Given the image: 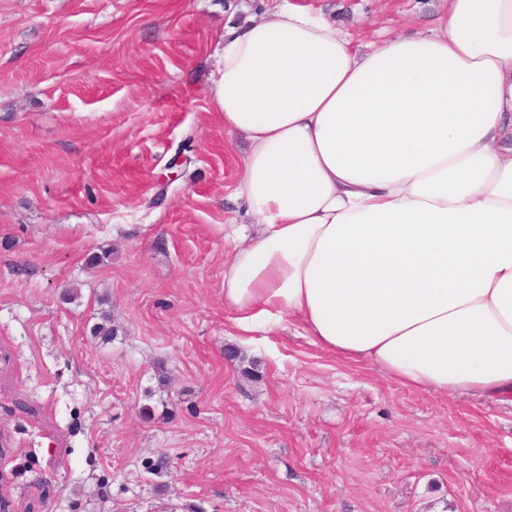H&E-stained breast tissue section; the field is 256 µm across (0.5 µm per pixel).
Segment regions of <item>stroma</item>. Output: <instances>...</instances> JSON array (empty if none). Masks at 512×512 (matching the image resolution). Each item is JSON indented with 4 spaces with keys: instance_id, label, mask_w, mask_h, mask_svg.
<instances>
[{
    "instance_id": "1",
    "label": "stroma",
    "mask_w": 512,
    "mask_h": 512,
    "mask_svg": "<svg viewBox=\"0 0 512 512\" xmlns=\"http://www.w3.org/2000/svg\"><path fill=\"white\" fill-rule=\"evenodd\" d=\"M267 2L0 0L10 512H512L511 398L407 390L288 322L234 333L245 145L207 85L225 27ZM312 2L358 44L448 4Z\"/></svg>"
}]
</instances>
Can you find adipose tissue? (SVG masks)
I'll use <instances>...</instances> for the list:
<instances>
[{
	"label": "adipose tissue",
	"mask_w": 512,
	"mask_h": 512,
	"mask_svg": "<svg viewBox=\"0 0 512 512\" xmlns=\"http://www.w3.org/2000/svg\"><path fill=\"white\" fill-rule=\"evenodd\" d=\"M215 54L209 97L247 142L233 326L288 318L406 389L511 397L512 0H448L360 48L270 0Z\"/></svg>",
	"instance_id": "obj_1"
}]
</instances>
